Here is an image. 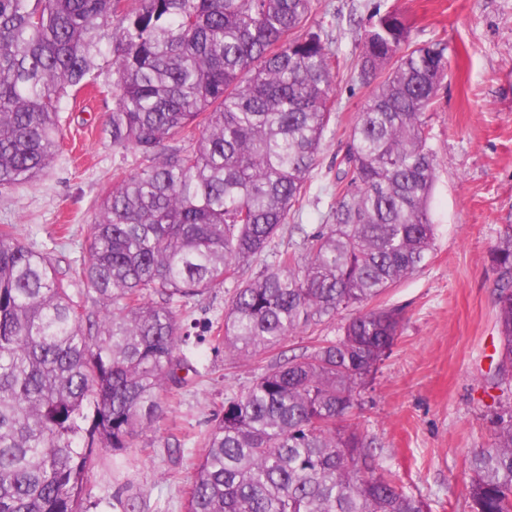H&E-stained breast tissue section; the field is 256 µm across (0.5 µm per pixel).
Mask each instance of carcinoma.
Segmentation results:
<instances>
[{
  "label": "carcinoma",
  "mask_w": 512,
  "mask_h": 512,
  "mask_svg": "<svg viewBox=\"0 0 512 512\" xmlns=\"http://www.w3.org/2000/svg\"><path fill=\"white\" fill-rule=\"evenodd\" d=\"M333 57L314 0H0V187L52 164L62 100L102 75L112 151L140 158L102 196L74 271L97 311L49 254L0 231V512H87L96 449L133 447L187 382L176 307L226 281L237 286L219 340L233 359L349 316L225 399L186 512H430L378 468L353 410L402 333L398 310L369 304L431 248L426 115L446 44H412L398 10L364 33L359 77L380 82L350 129L327 222L241 279L307 194L335 120ZM490 254L492 379L512 390V224ZM499 408L491 445L468 460L470 512H512V404Z\"/></svg>",
  "instance_id": "1"
}]
</instances>
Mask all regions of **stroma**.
<instances>
[{
    "mask_svg": "<svg viewBox=\"0 0 512 512\" xmlns=\"http://www.w3.org/2000/svg\"><path fill=\"white\" fill-rule=\"evenodd\" d=\"M331 40L335 69L332 124L303 207L279 231L274 251L301 241L294 224L315 230L334 200L336 155L372 86L352 69L365 32L397 7L415 44L448 45V77L428 128L437 171L430 208L432 249L423 268L383 295L403 331L361 394L362 429L379 467L396 473L407 493L432 512H469L468 460L491 441L499 348L489 250L512 224V0H315ZM63 140L37 180L0 188V225L40 251L78 268L88 259L91 226L113 181L136 166L114 153L107 133L112 95L86 87L62 104ZM232 283L179 308L186 337L180 352L199 379L174 389L166 417L120 456L99 453L88 475L87 512H122L120 500L142 495L144 512H185L191 462L227 395L251 385L268 352L248 361L225 357L217 326Z\"/></svg>",
    "mask_w": 512,
    "mask_h": 512,
    "instance_id": "1",
    "label": "stroma"
}]
</instances>
